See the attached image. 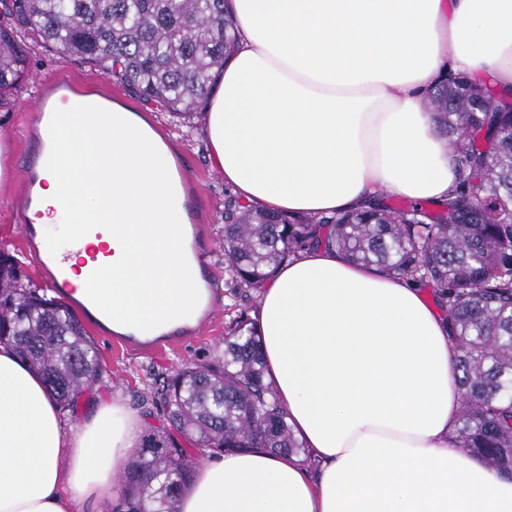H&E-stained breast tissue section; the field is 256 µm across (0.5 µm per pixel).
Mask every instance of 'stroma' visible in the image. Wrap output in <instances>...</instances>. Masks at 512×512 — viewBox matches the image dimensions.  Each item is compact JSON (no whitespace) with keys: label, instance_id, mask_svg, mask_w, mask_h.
Wrapping results in <instances>:
<instances>
[{"label":"stroma","instance_id":"obj_1","mask_svg":"<svg viewBox=\"0 0 512 512\" xmlns=\"http://www.w3.org/2000/svg\"><path fill=\"white\" fill-rule=\"evenodd\" d=\"M30 66V79L0 106V135L12 143L13 171L10 181L0 184V250L18 259L32 287L44 294L51 291L40 252L28 245L22 235L20 171L26 153L36 147L31 132L37 121L31 114V107L44 97L46 90L66 83L73 93H96L126 104L169 139L186 173L190 221L204 227L205 262L217 283L213 294L215 314L199 330L184 338L151 345L116 339L91 319H84L83 325L98 350L103 377L93 390L82 395L76 409L70 413L72 421L79 424L96 404L109 402L135 414L142 429L162 426L163 411L150 395L155 379L173 373L186 363L222 358L227 328L238 311L247 305L246 300L234 297L232 289L225 284L224 257L219 248L224 232L225 184L207 157L201 137L204 121L194 118L184 123L172 119L154 104L143 102L121 84L103 76L97 68L79 61L59 60L37 46L31 50Z\"/></svg>","mask_w":512,"mask_h":512}]
</instances>
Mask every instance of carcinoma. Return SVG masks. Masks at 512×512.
<instances>
[{"mask_svg":"<svg viewBox=\"0 0 512 512\" xmlns=\"http://www.w3.org/2000/svg\"><path fill=\"white\" fill-rule=\"evenodd\" d=\"M98 68L178 120L205 110L235 46L224 0H0V102L29 73L25 37ZM448 135L459 172L435 210L374 202L331 216L288 217L224 191V273L259 289L287 258L316 244L431 289L448 318L462 403L456 447L512 477V94L466 75L424 100ZM13 347L63 407L102 378L95 344L70 306L33 289L0 251V345ZM253 321L243 310L224 359L190 363L155 381L168 425L149 431L121 474L112 512H167L194 467L183 443L222 454L272 448L311 455L280 409Z\"/></svg>","mask_w":512,"mask_h":512,"instance_id":"1","label":"carcinoma"}]
</instances>
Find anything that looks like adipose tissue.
<instances>
[{
	"instance_id": "adipose-tissue-1",
	"label": "adipose tissue",
	"mask_w": 512,
	"mask_h": 512,
	"mask_svg": "<svg viewBox=\"0 0 512 512\" xmlns=\"http://www.w3.org/2000/svg\"><path fill=\"white\" fill-rule=\"evenodd\" d=\"M238 37L207 108L208 155L241 200L332 215L388 195L445 201L458 182L421 100L447 73L512 89V0H225ZM40 173V223L103 228L93 283L113 331L196 307L161 136L120 103L65 113ZM77 293L78 302H85ZM267 374L316 461L203 455L173 512H512V480L454 446L449 326L418 285L318 246L284 263L253 313ZM138 424L110 405L75 426L0 345V512H89L122 487Z\"/></svg>"
}]
</instances>
